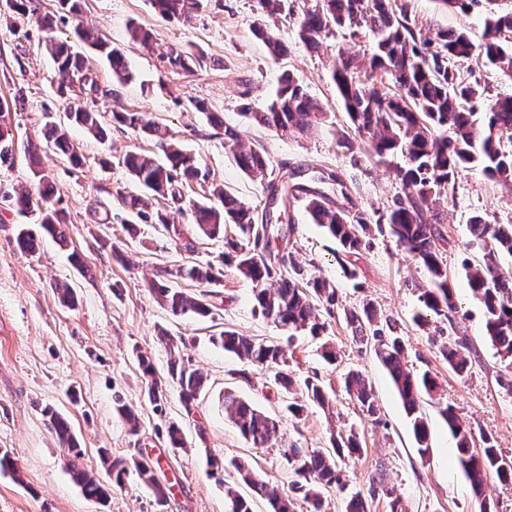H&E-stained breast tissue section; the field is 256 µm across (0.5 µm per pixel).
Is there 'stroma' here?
<instances>
[{
  "label": "stroma",
  "instance_id": "35a3bbf8",
  "mask_svg": "<svg viewBox=\"0 0 512 512\" xmlns=\"http://www.w3.org/2000/svg\"><path fill=\"white\" fill-rule=\"evenodd\" d=\"M411 23L431 35L439 30L466 29L481 42L484 8L463 14L445 9L437 0H406ZM259 17L255 0H203L190 24L161 18L151 0H85L78 18L59 20L55 36L65 40L75 24L96 28L103 41L124 52L137 81L122 84L106 63L91 58L103 89L87 96L73 89L61 96V76L44 37L34 21L16 16L8 0H0V97L13 99L10 128L17 156L13 165H0V448L16 459L21 481L0 474V512H231L226 489L235 473L231 461L250 464L273 486L287 489L294 474L282 448L287 444L308 451L328 447L332 429H354L362 450L344 468L350 490H367L373 476L400 497L405 512H478L470 484L457 465L455 441L439 415L440 403L452 405L471 425L474 434L492 436L504 456L512 457V393L503 388L512 379L495 349L484 337V312L471 295L462 269L463 260L478 261L480 252L470 244L471 216L481 215L497 224H512V188L488 180L480 170L463 171L448 195L440 229L448 272L455 279L456 322L473 357L468 376L451 371L428 334L441 320L429 316L428 327L414 321L419 309L407 280L427 281L425 268L387 233L374 234L369 248L355 259V276H345L336 261L337 245L312 223L303 204L294 202L282 217L293 225L291 243L300 259L312 261L317 277L333 283L339 301L322 313L326 327L320 337L300 333L287 339L282 328L253 309L252 288L234 268L224 270L216 289L222 303L210 316H175L162 308L150 284L161 268L192 260L213 259L235 239L234 225L223 236H198L186 215L174 214L175 223L195 245L187 252L162 229L149 224L127 232L120 221L103 223L104 211L116 207L117 197L135 191L136 184L122 165L130 151H154L153 140L119 125L113 107L147 112L199 158L211 179L223 182L238 198L262 210L266 192L248 178L224 147V130L238 131L244 146L264 151L274 175L283 170L331 173L350 189L357 210L370 220L387 211L401 190L393 164L377 162L350 127L330 71L343 34L312 49L297 35L293 17L277 21L285 47L271 58L254 34ZM149 29L159 46H182L204 56L201 67L184 74L163 67L152 50L130 41L128 27ZM292 74L325 112L322 124L291 137L249 123L244 105L260 106L274 94L280 76ZM206 101L221 120L211 125L204 115L186 109L188 100ZM99 111L105 138L69 128V138L83 158L74 168L47 143V122L67 125L70 104ZM32 151L43 169L56 177L55 198L67 213L66 231L71 248L82 251L93 272L82 275L71 264L68 250L43 239L38 251L16 243L22 216L4 202V195L21 189L37 192L38 183L24 156ZM108 247H101V240ZM69 282L76 293L72 308L60 304L56 282ZM371 304L379 316L395 320L414 368L430 371L440 388L439 401L424 400L422 411L430 431L431 451L420 457L412 426L399 397L371 347L356 344L344 312ZM167 330L183 342L182 354L206 376L193 416H186L176 387H168L162 405L150 402L139 368V355L152 362L157 378H165L171 355L157 338ZM229 329L259 341L284 347V367L297 379L318 381L332 401L331 409L307 403L300 417L288 415L273 394L266 374L248 368L211 338ZM335 347V364L321 357V346ZM357 370L371 381L383 425L374 424L346 392L348 371ZM234 392L274 417L276 440L264 448L247 443L224 416V394ZM132 407L139 417L138 432H131L117 413V403ZM54 409L70 424L82 450L81 461L98 476L106 471L101 449L113 457H163L158 477L172 483L165 510H158L153 491L136 475H128L111 498L96 503L83 493L68 473L66 452L47 427L45 409ZM182 427L186 445L167 444L170 423ZM225 466L210 474L207 457Z\"/></svg>",
  "mask_w": 512,
  "mask_h": 512
}]
</instances>
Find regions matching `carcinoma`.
<instances>
[{"mask_svg": "<svg viewBox=\"0 0 512 512\" xmlns=\"http://www.w3.org/2000/svg\"><path fill=\"white\" fill-rule=\"evenodd\" d=\"M487 4L483 42L475 44L467 32L440 30L432 36L422 34L409 22L407 5L397 0H314L312 6L296 17L298 37L312 48H319L324 40L337 30H346L351 39L363 33L373 38L371 52L362 56L351 44L337 50L331 78L343 107L358 136L373 155L385 162L395 155L406 159V165L395 170L401 183V192L391 202L387 216L389 232L396 242L413 254L426 269V283L409 282L418 300L446 325L439 329L445 337L439 353L448 368L466 375L472 368L469 348L458 337L454 314L457 303L448 267L443 260L439 242L445 240L440 226L448 204V191L453 188L459 174L466 169L478 168L491 181L512 186V95L489 97L480 91L478 82L463 79L456 63L473 61L483 67L495 69L512 78V10L499 11ZM158 14L168 20L187 23L201 7V0H152ZM260 22L256 36L261 39L276 59L284 52V45L275 33V19L291 13L288 0H257ZM11 8L21 16L35 19L45 34V47L51 51L58 71L63 75L60 93L77 84L88 94L100 91L97 75L88 64V58L73 50L67 41L54 37L56 16L40 14L37 0H12ZM74 35L83 44L105 55L112 75L121 83L135 79L124 53L107 48V43L81 26ZM159 61L166 67L193 72L203 56L193 50L168 47L158 52ZM386 75L391 88L384 92L374 81L376 75ZM9 101L0 98V164L14 161V139L9 136ZM242 115L251 123L272 129L282 136L303 133L320 123L324 112L295 80L285 74L279 81L275 96L263 107H243ZM113 120L139 132L157 137L162 156L128 152L122 163L141 190L122 194L118 206L127 215L122 223L136 230L138 224H154L169 234V239L189 252L195 251L191 241L171 234L167 214L151 207V199L158 196L188 212L200 234L212 238L224 231V225H235L239 241L231 242V251L206 262H191L160 271L161 281L153 284L159 304L173 315L212 314L213 304L205 292L200 297L172 288L167 282L192 281L200 285H214L224 276V267L234 268L254 284V299L258 313L266 320L294 337L299 330L318 333L324 328L319 309H330L337 303L336 287L326 280L309 275V269L289 249L291 224L271 223L267 210L256 215L248 203L209 179L196 155L183 144L167 139L158 125L145 112L112 110ZM67 119L74 127L94 137H103L99 113L86 107L70 108ZM46 139L59 150L69 164L77 167L82 159L70 142L68 132L51 122L47 125ZM224 145L234 149L239 168L250 178L264 181L268 176V162L255 148L239 146L236 133L224 128ZM30 165L37 168L38 195L30 190L17 191L14 206L20 213L38 212L41 230L63 247L69 246L64 231L66 212L53 201L54 176L38 169L35 155ZM194 180L208 186V194L201 200L185 199L184 183ZM268 204L285 206L292 199L305 201L313 223L320 225L336 240L341 250L337 259L346 266L349 257L367 247L371 221L360 211L352 212L336 206L327 192L305 181L291 183L283 178L280 183H268ZM469 233L472 243L481 253L472 264L465 262L463 269L473 297L483 307L486 337L496 349L506 367L512 366V270L503 267L501 258L512 255V224H494L480 215L471 218ZM18 246L34 251L38 237L21 224L16 234ZM354 341L371 345L376 357L386 369L402 402L411 417L417 451L421 457L430 453V433L426 419L420 411L423 396L434 398L438 388L429 372H416L408 364L403 338L398 327L387 319H379L369 304L360 309L344 311ZM168 346L175 350L168 370V381L180 389V400L185 413H195L198 396L205 388V379L196 369L187 365L178 344L168 335ZM215 341L225 351L261 371L272 374L273 384L281 393L294 394V379L280 369L283 349L274 343L256 341L234 331L224 330ZM143 377L148 381V397L160 404L164 397L162 383L155 379L149 360L140 358ZM346 389L361 411L381 423L379 407L370 384L359 372L346 378ZM440 416L456 440L457 462L479 503V512H494L495 503L488 494V479L496 475L501 483H512V458L503 455L496 441L489 435L481 436L480 448H473L471 426L465 424L455 410L443 404ZM51 431L69 454V474L82 487L89 498L106 501L112 489L122 485L124 475L134 470L138 478L153 490L157 507L164 508L170 499L172 486L158 480L157 469L161 460L156 458L114 460L105 450L101 457L112 471V482L105 483L82 469L77 459L80 449L68 422L56 411H45ZM224 414L237 427L246 441L262 448L278 431V422L263 411L237 397L224 393ZM331 448L304 451L290 447L282 449L291 465L294 479L286 493L269 487L258 474L241 461H233L241 483L251 490L244 497L229 488L227 496L232 512H252V497L266 499L270 512H295L298 502L307 503L312 512H322L324 494L332 489H344V472L337 462L360 451L354 432L330 439ZM382 494L390 498L391 512H404L401 500L379 481L369 484L367 494L356 492L346 502L345 512H367V499Z\"/></svg>", "mask_w": 512, "mask_h": 512, "instance_id": "cac0c4a2", "label": "carcinoma"}]
</instances>
